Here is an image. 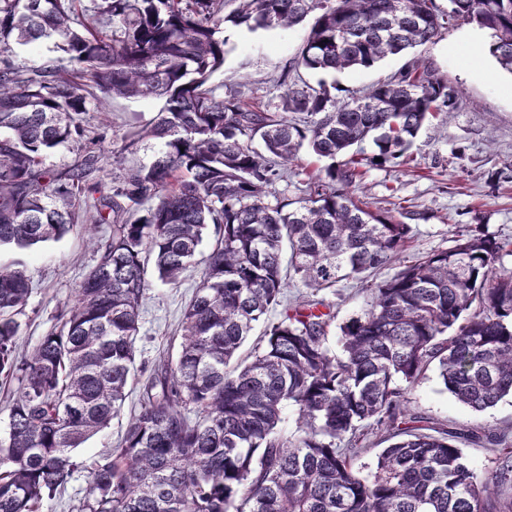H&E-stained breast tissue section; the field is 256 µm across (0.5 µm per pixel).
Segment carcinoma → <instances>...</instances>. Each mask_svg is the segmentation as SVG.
I'll use <instances>...</instances> for the list:
<instances>
[{"label":"carcinoma","mask_w":512,"mask_h":512,"mask_svg":"<svg viewBox=\"0 0 512 512\" xmlns=\"http://www.w3.org/2000/svg\"><path fill=\"white\" fill-rule=\"evenodd\" d=\"M237 2L226 15L224 0H0V247L60 240L92 194L87 221L110 227L89 239L96 260L60 330L27 354L16 340L33 283L0 266V375L19 382L0 438V512H39L71 480L72 451L123 415L153 281L175 285L199 260L176 357L146 379L79 512H512L508 434L429 426L407 397L431 366L473 411L512 395V271L497 267L512 240L477 225L371 285L338 352L333 304L319 296L400 260L409 225L369 209L357 182L409 164L460 91L416 61L351 102L285 74L273 111L211 82L224 24L287 30L310 15L296 69L371 67L462 19L490 33L512 73V0H448L446 11L436 0ZM44 44L72 68L12 56ZM114 97L163 105L123 147L150 148V161L119 169L104 192L90 185L103 149L84 140V115ZM70 143L74 164L45 166ZM304 147L331 164L290 199L276 186ZM211 225L220 235L204 255ZM295 281L311 293L291 302ZM263 321L265 345L231 364ZM365 429L386 447L363 475ZM465 443L497 450L490 474L477 475Z\"/></svg>","instance_id":"cac0c4a2"}]
</instances>
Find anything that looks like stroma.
Here are the masks:
<instances>
[{"label":"stroma","mask_w":512,"mask_h":512,"mask_svg":"<svg viewBox=\"0 0 512 512\" xmlns=\"http://www.w3.org/2000/svg\"><path fill=\"white\" fill-rule=\"evenodd\" d=\"M309 28L301 23L288 30L251 33L225 24L227 40L223 68L213 84L239 91L268 106L277 103L276 78L282 74L310 84L325 83L338 101H349L380 79L397 73L410 59L419 60L439 77L458 87L462 102L457 111L433 117L412 148L413 160L403 167L369 170L359 191L376 212H391L411 227L403 261L452 246L458 231L482 225L488 232L512 238V73L489 52L487 31L462 20L449 22L436 38L371 68L336 75L295 70L294 57ZM160 101L111 99L107 111L88 112L90 134H104L105 155L96 182L110 184L113 152L126 135L147 124ZM93 252L86 234L74 227L60 241L30 250H0V264L22 263L35 288L17 337L20 352H30L61 325L60 315L74 302ZM202 265L190 266L178 285L155 283L141 312L135 338V365L149 370L176 352L183 312L202 276ZM412 407L438 420L474 427L497 428L512 434V398L493 408L474 412L443 389L435 370L409 392ZM124 425L115 421L102 433L74 449L78 464L70 482L44 498L40 512H78L96 464L115 448Z\"/></svg>","instance_id":"1"}]
</instances>
